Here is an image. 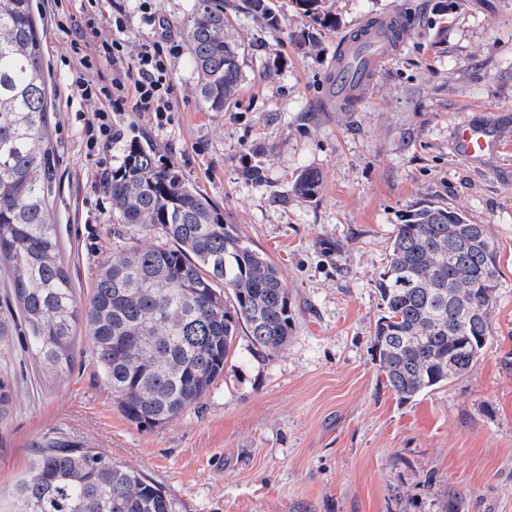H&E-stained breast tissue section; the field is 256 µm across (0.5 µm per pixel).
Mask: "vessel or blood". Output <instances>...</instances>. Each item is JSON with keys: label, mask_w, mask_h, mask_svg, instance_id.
<instances>
[{"label": "vessel or blood", "mask_w": 512, "mask_h": 512, "mask_svg": "<svg viewBox=\"0 0 512 512\" xmlns=\"http://www.w3.org/2000/svg\"><path fill=\"white\" fill-rule=\"evenodd\" d=\"M401 19L394 14L361 20L343 40L341 58L336 61L328 83L329 100L341 101L369 87L395 51L394 41L385 39V28L400 30ZM453 145L459 154L478 160L499 152L504 143L487 124L464 120L453 131Z\"/></svg>", "instance_id": "obj_1"}]
</instances>
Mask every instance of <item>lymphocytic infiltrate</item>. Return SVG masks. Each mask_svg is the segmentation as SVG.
<instances>
[{
    "label": "lymphocytic infiltrate",
    "instance_id": "f902f5d3",
    "mask_svg": "<svg viewBox=\"0 0 512 512\" xmlns=\"http://www.w3.org/2000/svg\"><path fill=\"white\" fill-rule=\"evenodd\" d=\"M50 2L51 27L70 36L77 61L72 83L86 106L79 114L86 158L96 159L120 138L113 113L140 112L149 115L155 125H164L169 112L175 109L165 38L145 40L132 54L127 50L124 12L113 15V35L103 39L99 36L103 19L98 12L99 0H82L79 13L69 16L64 13L62 0ZM104 65L112 69L109 84L88 79V72Z\"/></svg>",
    "mask_w": 512,
    "mask_h": 512
}]
</instances>
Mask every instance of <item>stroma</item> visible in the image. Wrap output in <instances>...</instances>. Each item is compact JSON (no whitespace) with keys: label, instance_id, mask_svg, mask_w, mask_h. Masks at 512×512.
Wrapping results in <instances>:
<instances>
[{"label":"stroma","instance_id":"1","mask_svg":"<svg viewBox=\"0 0 512 512\" xmlns=\"http://www.w3.org/2000/svg\"><path fill=\"white\" fill-rule=\"evenodd\" d=\"M52 92H67L73 61L34 0ZM271 31L230 13L242 43L237 102L209 112L187 50L192 0H109L124 10L130 47L163 19L179 53L176 101L163 126L139 112L117 121L148 136L229 223L282 270L294 325L278 354L239 336L222 377L197 406L155 428L130 423L100 382L86 336L64 378L42 376L20 343L0 353L13 400L0 420V512L42 439L57 435L132 465L168 493L173 512H512V148L479 162L453 150V129L476 115L512 138V0H328L336 29L302 40L294 0H271ZM406 18L395 58L354 101L326 111L343 36L365 17ZM76 107L50 113L57 190L52 206L78 299L126 238L101 181L122 142L87 160ZM263 169L249 180L247 162ZM305 169L318 196L293 190ZM430 201L487 225L499 245L492 336L473 370L402 403L372 347L376 282L395 224Z\"/></svg>","mask_w":512,"mask_h":512}]
</instances>
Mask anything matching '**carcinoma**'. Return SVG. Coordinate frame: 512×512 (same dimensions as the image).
I'll return each mask as SVG.
<instances>
[{
  "label": "carcinoma",
  "instance_id": "obj_1",
  "mask_svg": "<svg viewBox=\"0 0 512 512\" xmlns=\"http://www.w3.org/2000/svg\"><path fill=\"white\" fill-rule=\"evenodd\" d=\"M308 27L333 30L326 0H295ZM227 0H194L188 45L204 107L234 103L241 45L229 34ZM236 9L276 31L270 0ZM50 76L33 0H0V268L15 309L0 310V350L23 335L44 373L74 365L78 323H85L93 366L123 416L138 427L169 423L197 405L224 372L242 332L269 355L288 342L294 319L280 268L254 248L224 212L163 161L147 141L131 139L101 185L117 224L149 228L159 241L136 239L106 260L87 300L79 302L58 226L49 134ZM321 178L306 169L295 192L312 199ZM499 256L485 224L432 202L395 225L377 289L383 314L372 347L401 402L460 378L481 360L491 335ZM12 400L0 371V420ZM100 454L48 436L30 475L13 489L15 512H172L164 488L118 462L96 479L80 477Z\"/></svg>",
  "mask_w": 512,
  "mask_h": 512
}]
</instances>
